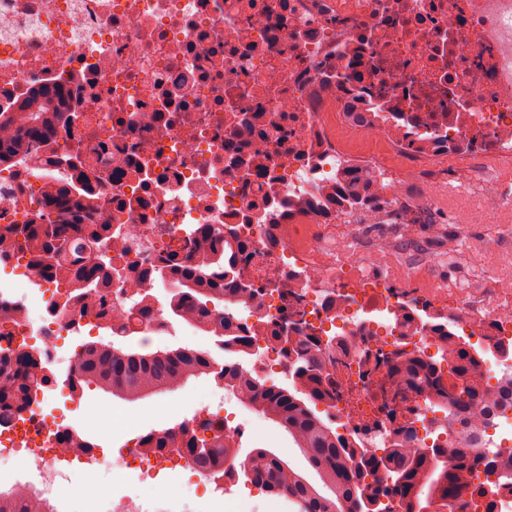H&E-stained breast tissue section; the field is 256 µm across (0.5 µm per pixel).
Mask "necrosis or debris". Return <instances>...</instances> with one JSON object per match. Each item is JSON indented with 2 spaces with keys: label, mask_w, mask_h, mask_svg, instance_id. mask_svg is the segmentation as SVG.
<instances>
[{
  "label": "necrosis or debris",
  "mask_w": 512,
  "mask_h": 512,
  "mask_svg": "<svg viewBox=\"0 0 512 512\" xmlns=\"http://www.w3.org/2000/svg\"><path fill=\"white\" fill-rule=\"evenodd\" d=\"M42 85L65 97L54 136L0 165V227L81 216L88 233L112 223V276L97 291L121 319L135 316L148 295L142 343L203 335L173 317L162 279L151 271L196 262L192 240L201 225L249 244L237 276L258 300L232 306L253 341L287 313L301 333L323 339L326 365L338 383L326 417L358 446L387 445L402 417L430 440L441 423L431 401L409 397L405 413L389 411L397 387L391 365L437 357L429 328H412L421 300L399 295L368 273L375 255L357 250L350 273L329 287L331 267L311 239L296 247L276 233L302 224L297 202L336 184L345 138L393 143L402 179L386 185L388 208L408 184L436 196L434 164L466 152L483 160L512 153V0H0V109ZM84 177L88 196L43 209L50 184ZM32 254L0 255V312L11 318L0 348L37 351L50 379L32 402L0 424V491L28 490L57 512H250L238 495V471L219 492L167 490L144 496L146 477L177 475L175 458L144 451L126 420L112 425V451L90 446L62 452L71 422L54 415L55 394L80 402L87 389L66 340L98 328L86 293L69 279L36 274ZM453 336L491 344L480 368L498 388L512 375V284L447 288ZM214 366L201 407L188 422L196 435L241 439L245 426L222 415L237 393L225 390ZM111 482L98 479L102 468ZM82 473L83 485L71 477Z\"/></svg>",
  "instance_id": "obj_1"
}]
</instances>
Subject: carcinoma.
Wrapping results in <instances>:
<instances>
[{
    "mask_svg": "<svg viewBox=\"0 0 512 512\" xmlns=\"http://www.w3.org/2000/svg\"><path fill=\"white\" fill-rule=\"evenodd\" d=\"M61 90L42 88L31 94L26 110L0 119V163L25 154L31 143L44 141L54 134L44 113L55 111ZM344 190L354 204L370 201L363 167L348 164L341 172ZM219 233L206 224L198 232L195 247L206 251L210 265L226 268L237 265L248 244L232 237L223 247L211 242ZM69 242L68 229L62 224H17L0 235V247L29 250L36 256L39 273L51 278L74 271L73 284L90 291L97 287L102 258L91 251L103 248L98 233H91L77 250L58 248L59 241ZM167 290L171 308L188 325L224 336V344H237L250 354L251 339L241 335L244 327L225 313V306L244 303L255 296L251 288H226L224 283L206 277L204 270H192L181 264L170 268ZM270 341L280 351L294 356L293 385L286 389L253 377L240 364H224V388L241 394L254 411L282 429L303 456L306 466L300 470L271 448H253L245 454L237 450L230 436L194 437L182 427L145 434L143 445L158 453L170 447L195 448L196 470L209 475L224 473L226 461L255 486L271 494H286L298 512H357L367 498L376 503L400 494L399 508L415 512V506L432 507V512H495L490 486L512 484V454L490 455L484 450L485 438L466 433L472 425L493 427L488 406L495 397L488 394L478 377L485 351L471 352L467 344L448 333L441 339L448 345V363L410 360L391 368L396 380L414 392H425L437 404L448 409L445 427L459 433L462 448L448 452V447L431 446L426 456L417 445L416 433L397 434L392 446L381 455L355 454V444L337 429L331 428L313 407L333 398L334 376L326 370L320 341L314 336L300 338L295 347L281 345L278 329ZM77 367L87 385L126 402H138L174 392L206 376L212 359L191 348H177L154 353H128L112 345L88 342L77 351ZM47 377L38 360L28 352L0 355V419L30 400L45 385ZM483 474L489 486H472L471 474ZM399 480L389 488L386 478ZM0 512H55L48 502L32 499L22 490L0 493Z\"/></svg>",
    "mask_w": 512,
    "mask_h": 512,
    "instance_id": "1",
    "label": "carcinoma"
}]
</instances>
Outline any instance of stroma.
<instances>
[{
  "label": "stroma",
  "mask_w": 512,
  "mask_h": 512,
  "mask_svg": "<svg viewBox=\"0 0 512 512\" xmlns=\"http://www.w3.org/2000/svg\"><path fill=\"white\" fill-rule=\"evenodd\" d=\"M472 163L468 154H460L447 166L437 169L438 194L431 209L436 215L432 224H421L410 237L398 233L393 224L368 223V210L359 209L341 215L338 220L313 223V230L328 238L336 249V267L344 269L351 242L362 249L379 248L388 242V257L380 263L378 274L390 277L395 289L412 298H426V283L417 270L430 265L431 274L439 281L463 282L476 277L493 283L512 280V207L489 208L480 187L468 184L466 175ZM456 237L462 249L455 265H448L444 256L445 241ZM194 385L166 396L139 402H125L96 389H88V406L108 416L137 417L143 431L171 427L184 417L193 415L197 407L191 400Z\"/></svg>",
  "instance_id": "35a3bbf8"
}]
</instances>
